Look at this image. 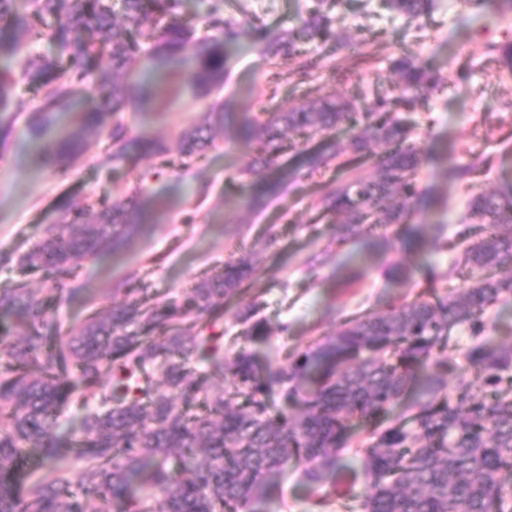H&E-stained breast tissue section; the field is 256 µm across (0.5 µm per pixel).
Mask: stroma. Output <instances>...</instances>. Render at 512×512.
Listing matches in <instances>:
<instances>
[{"instance_id":"1","label":"stroma","mask_w":512,"mask_h":512,"mask_svg":"<svg viewBox=\"0 0 512 512\" xmlns=\"http://www.w3.org/2000/svg\"><path fill=\"white\" fill-rule=\"evenodd\" d=\"M308 2L241 0L236 19L242 50L231 57L223 87L125 113L132 134L161 144L163 155L175 160L173 168H160V157L147 155L136 167L109 170L105 146L97 140L60 166L35 155L20 123L0 144V252L28 249L46 225L57 223L55 206L66 192L77 200L111 199L118 188L141 179L161 203L154 223L143 225L119 253L80 261L82 293L52 304L63 328L80 323L89 309L124 302L117 291L122 282L144 285L160 297H179L225 263L246 259L256 270L237 304L259 300L274 328L272 336L248 348L259 360L277 364L288 352L334 332L340 318L383 312L421 291L418 281L387 276V268L404 259L399 250L363 238L337 248L335 227L310 221L306 185L288 186L281 195L253 204L243 172L254 167L255 156L233 128L211 122L210 107L218 101L237 121L265 108L288 110L332 88L366 105L389 94L392 65L409 54L440 70L448 83L447 91L424 102L417 114L418 139L427 154L418 183L434 202L416 211L414 223L428 232L437 224L451 230L472 196L490 189L512 192V111L504 107L512 100V77L487 63L488 43L512 41V12L488 14L483 29L465 32L456 23L462 0H436L429 36L416 42L402 40L403 18L386 12L369 17L350 8L342 15L349 41L337 47L309 43L319 66L300 83L292 74L293 59L252 45L249 22L261 16L271 29L288 31L299 25ZM202 126L210 132L212 149L183 159L180 134ZM475 158L484 161L486 171L468 188L454 172ZM202 188L207 197L200 203L196 196ZM268 224L277 227L275 239L259 236ZM366 490L361 481L348 489L327 485L314 494L289 470L275 478L267 512H359Z\"/></svg>"}]
</instances>
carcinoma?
<instances>
[{"label":"carcinoma","instance_id":"cac0c4a2","mask_svg":"<svg viewBox=\"0 0 512 512\" xmlns=\"http://www.w3.org/2000/svg\"><path fill=\"white\" fill-rule=\"evenodd\" d=\"M343 2L313 0L286 35L255 17L251 34L295 59L293 74L304 82L319 64L304 45L344 39ZM377 2L416 33L435 10V0ZM182 3L0 0V21L10 27L0 33V141L25 111L24 84L42 94L26 136L56 159L83 153L97 137L118 163L159 152L131 136L123 114L153 101L161 75L220 84L238 35L226 0H210L216 34L195 41ZM468 4L472 13L459 17L466 30L489 2ZM45 36L55 54L27 51ZM487 53L512 73V41L490 43ZM394 72V95L367 107L332 91L286 112H256L237 124L236 137L266 168L251 182L255 199L303 178L314 196L311 222L336 225V247L390 228L408 254L427 245L456 253L452 270L395 264L397 280L424 273L428 286L414 301L343 318L336 332L266 367L244 346L224 354L212 333L249 263L224 265L182 299L126 288L127 301L92 311L66 335L50 315V295L24 281L0 288V312L13 319L0 328V512H97L98 502L117 512H254L274 476L293 468L304 484L320 485L348 454L369 478L362 512H512V342L487 340L490 310L512 301V275L501 273L512 261V196L472 197L451 236L441 224L429 240L412 227L424 149L407 115L443 91L445 79L407 56ZM85 97L95 106L57 129L52 114ZM343 126L353 131L346 144L333 135ZM330 168L336 179L324 185ZM157 208L142 181L113 201L65 198L69 232L49 227L29 251L1 253L0 267L15 261L47 280H74L79 260L118 252L139 225L154 223ZM450 277L466 287L436 288ZM234 318L245 342L272 335L256 304ZM460 327L470 336L465 365L450 356ZM194 358L208 372L193 370ZM214 375L224 383H211ZM76 402L85 408L81 433L63 444L55 422ZM65 455L82 463L75 479L60 463Z\"/></svg>","mask_w":512,"mask_h":512}]
</instances>
